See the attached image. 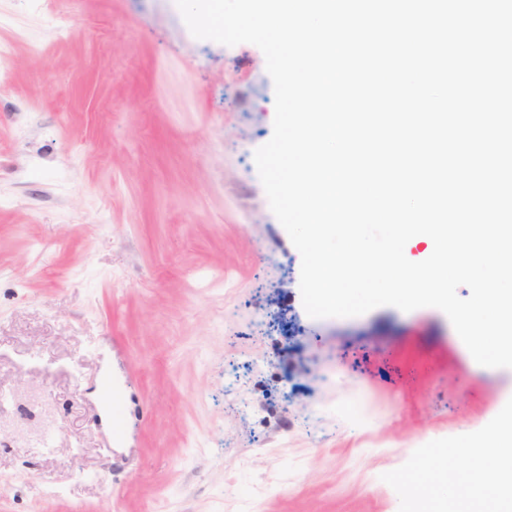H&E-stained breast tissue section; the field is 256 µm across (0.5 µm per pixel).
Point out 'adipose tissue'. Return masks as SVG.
I'll list each match as a JSON object with an SVG mask.
<instances>
[{
	"label": "adipose tissue",
	"instance_id": "ef3b65f1",
	"mask_svg": "<svg viewBox=\"0 0 512 512\" xmlns=\"http://www.w3.org/2000/svg\"><path fill=\"white\" fill-rule=\"evenodd\" d=\"M461 452L469 460L459 479L448 482L443 460L430 462L438 475L429 492L436 499H453L461 512H512V402L496 414L481 434L468 439Z\"/></svg>",
	"mask_w": 512,
	"mask_h": 512
}]
</instances>
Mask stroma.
Instances as JSON below:
<instances>
[{
    "label": "stroma",
    "mask_w": 512,
    "mask_h": 512,
    "mask_svg": "<svg viewBox=\"0 0 512 512\" xmlns=\"http://www.w3.org/2000/svg\"><path fill=\"white\" fill-rule=\"evenodd\" d=\"M0 45V512H411L512 369L433 307L308 316L262 51L175 0H0Z\"/></svg>",
    "instance_id": "35a3bbf8"
}]
</instances>
